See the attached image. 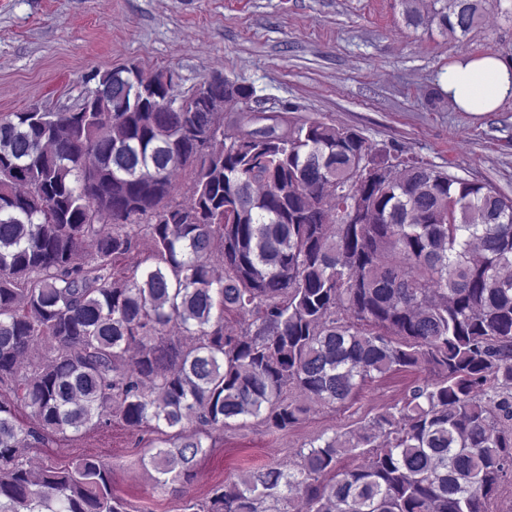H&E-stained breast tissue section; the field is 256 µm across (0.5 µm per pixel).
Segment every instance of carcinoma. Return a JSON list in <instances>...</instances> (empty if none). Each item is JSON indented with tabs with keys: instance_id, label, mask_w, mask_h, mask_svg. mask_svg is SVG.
Returning <instances> with one entry per match:
<instances>
[{
	"instance_id": "1",
	"label": "carcinoma",
	"mask_w": 512,
	"mask_h": 512,
	"mask_svg": "<svg viewBox=\"0 0 512 512\" xmlns=\"http://www.w3.org/2000/svg\"><path fill=\"white\" fill-rule=\"evenodd\" d=\"M422 2L406 20L461 43L500 0ZM171 75L95 71L74 112L0 114V512H127L105 458L27 456L50 434L164 424L145 466L188 483L231 421L286 430L414 367L440 378L186 512H487L512 465V199L289 108L211 112L253 88L179 100ZM142 233L154 267L114 277Z\"/></svg>"
}]
</instances>
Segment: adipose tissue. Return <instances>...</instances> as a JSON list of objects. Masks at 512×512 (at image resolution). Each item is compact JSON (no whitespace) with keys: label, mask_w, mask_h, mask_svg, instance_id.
<instances>
[{"label":"adipose tissue","mask_w":512,"mask_h":512,"mask_svg":"<svg viewBox=\"0 0 512 512\" xmlns=\"http://www.w3.org/2000/svg\"><path fill=\"white\" fill-rule=\"evenodd\" d=\"M442 88L461 111H495L512 99V64L492 51L459 57L449 66Z\"/></svg>","instance_id":"obj_1"}]
</instances>
